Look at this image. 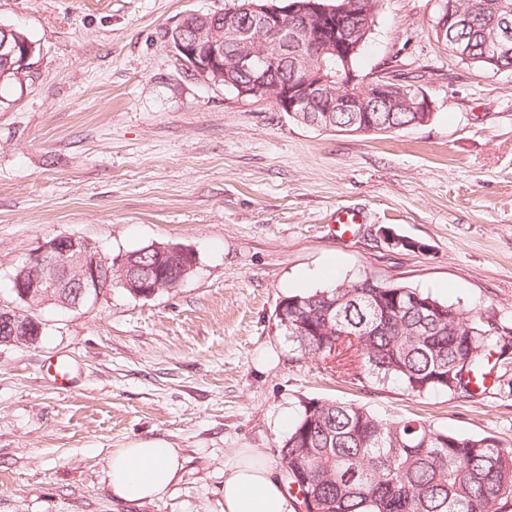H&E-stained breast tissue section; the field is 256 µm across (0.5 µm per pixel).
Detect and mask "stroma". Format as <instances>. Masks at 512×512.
<instances>
[{
  "label": "stroma",
  "instance_id": "stroma-1",
  "mask_svg": "<svg viewBox=\"0 0 512 512\" xmlns=\"http://www.w3.org/2000/svg\"><path fill=\"white\" fill-rule=\"evenodd\" d=\"M233 5L0 0V24L40 48L32 79L0 87V304L58 235L115 256L155 242L197 256L178 288L47 305L37 343L0 345V512H224L225 459L254 448L280 469L281 418L311 399L512 446V390L414 398L362 380L354 350L303 357L275 320L332 266L337 283L372 273L482 309L512 338V71L448 51L442 0H380L358 72L416 76L434 115L379 135L320 131L197 82L167 50L183 15ZM345 209L362 221L344 237ZM154 438L178 449L176 482L152 503L116 500L113 451Z\"/></svg>",
  "mask_w": 512,
  "mask_h": 512
}]
</instances>
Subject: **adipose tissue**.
Instances as JSON below:
<instances>
[{
	"label": "adipose tissue",
	"mask_w": 512,
	"mask_h": 512,
	"mask_svg": "<svg viewBox=\"0 0 512 512\" xmlns=\"http://www.w3.org/2000/svg\"><path fill=\"white\" fill-rule=\"evenodd\" d=\"M180 468L178 450L155 439L113 452L106 477L116 498L142 504L161 498ZM224 512H291L286 487L254 449H238L224 467Z\"/></svg>",
	"instance_id": "obj_1"
}]
</instances>
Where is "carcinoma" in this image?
<instances>
[{"mask_svg": "<svg viewBox=\"0 0 512 512\" xmlns=\"http://www.w3.org/2000/svg\"><path fill=\"white\" fill-rule=\"evenodd\" d=\"M487 14L462 25L451 22L443 42L455 52L470 48L463 63L481 69L500 23L512 24V0H486ZM11 64H0L1 84L31 76L37 48L16 44ZM395 127L412 112H379ZM375 287H367L368 280ZM332 337L323 321L330 306ZM275 314L295 349L329 359L352 348L365 381L399 383L413 397L432 392L470 397L472 383L485 384L490 359L508 363L512 340L479 309L463 310L416 288L364 275L286 297ZM279 455L298 506L313 502L321 512H497L512 495V448L494 436L436 429L417 420L387 421L362 406L307 401L281 440Z\"/></svg>", "mask_w": 512, "mask_h": 512, "instance_id": "cac0c4a2", "label": "carcinoma"}]
</instances>
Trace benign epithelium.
Listing matches in <instances>:
<instances>
[{
    "instance_id": "1",
    "label": "benign epithelium",
    "mask_w": 512,
    "mask_h": 512,
    "mask_svg": "<svg viewBox=\"0 0 512 512\" xmlns=\"http://www.w3.org/2000/svg\"><path fill=\"white\" fill-rule=\"evenodd\" d=\"M224 24L241 51L224 61V41L211 27ZM372 13L354 11L349 3L331 5L326 0H235L221 12L190 13L177 26L176 36H166V48L180 60L193 79L221 82L240 97H263L280 112L309 126L331 128L336 113L349 114L342 125L351 135L384 129L374 112L403 110L426 121L434 110L429 95L419 86L402 88L390 79L365 80L348 62L371 31ZM305 32V44L296 55L293 78L269 83L282 63L289 32ZM509 29L489 44L483 54L484 69L512 70L508 51ZM320 62L313 73L300 60ZM195 253L180 244L152 243L148 248L116 257L90 239L59 235L42 243L16 268L13 292L17 307L0 304V344H33L43 334L44 323L33 312L48 304L79 309L94 305L109 290L123 288L136 298H151L177 287L195 268Z\"/></svg>"
}]
</instances>
